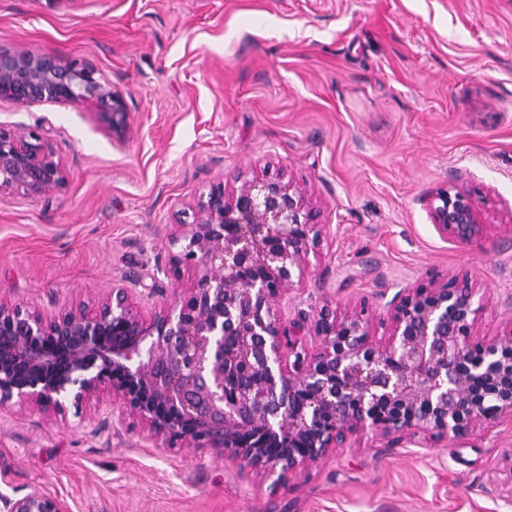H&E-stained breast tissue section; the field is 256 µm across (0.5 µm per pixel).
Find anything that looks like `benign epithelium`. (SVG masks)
Returning a JSON list of instances; mask_svg holds the SVG:
<instances>
[{"instance_id": "7a95c632", "label": "benign epithelium", "mask_w": 512, "mask_h": 512, "mask_svg": "<svg viewBox=\"0 0 512 512\" xmlns=\"http://www.w3.org/2000/svg\"><path fill=\"white\" fill-rule=\"evenodd\" d=\"M0 100L86 104L113 141L132 133L122 89L65 54L0 47ZM66 178L38 129L0 125V193L37 196ZM427 212L444 240L467 246L486 234L473 194L456 184L433 189ZM327 228L290 181L210 185L169 233L157 272L171 288H148L162 297L150 314L123 280L91 306L56 312L0 299V404L63 422L71 407L98 411L106 394L131 428L218 453L271 490L366 434L459 442L512 419V324L494 339L476 334L480 287L466 277L400 288L382 305L380 340L362 309L339 316L324 305L282 320L279 304L321 260ZM306 336L320 344L298 349ZM0 512L68 510L35 487L1 496Z\"/></svg>"}]
</instances>
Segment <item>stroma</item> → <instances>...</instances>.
Wrapping results in <instances>:
<instances>
[{
	"label": "stroma",
	"instance_id": "obj_1",
	"mask_svg": "<svg viewBox=\"0 0 512 512\" xmlns=\"http://www.w3.org/2000/svg\"><path fill=\"white\" fill-rule=\"evenodd\" d=\"M0 46L59 52L121 86L113 144L86 105L0 101L39 128L65 184L0 195V296L44 312L151 284L179 211L210 184L292 180L330 233L282 306L375 309L400 287L466 276L476 326L512 322V0H0ZM474 192L488 234L441 239L424 199ZM512 424L426 448L407 436L309 463L270 492L215 454L146 440L112 413L56 423L0 405V495L35 485L69 512H512L495 472Z\"/></svg>",
	"mask_w": 512,
	"mask_h": 512
}]
</instances>
